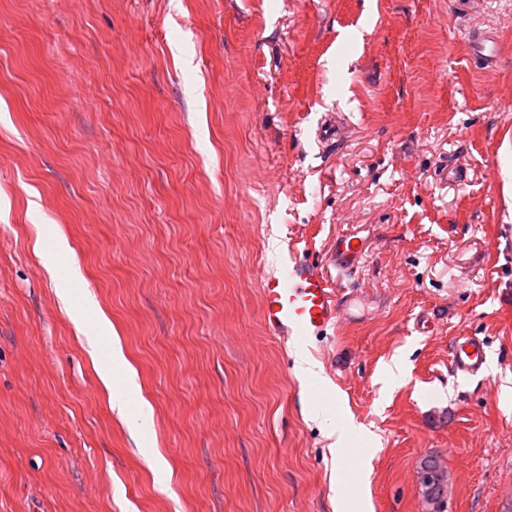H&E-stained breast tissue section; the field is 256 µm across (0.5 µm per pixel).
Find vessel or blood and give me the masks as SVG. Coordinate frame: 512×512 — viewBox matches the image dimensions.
I'll return each mask as SVG.
<instances>
[{
	"instance_id": "1",
	"label": "vessel or blood",
	"mask_w": 512,
	"mask_h": 512,
	"mask_svg": "<svg viewBox=\"0 0 512 512\" xmlns=\"http://www.w3.org/2000/svg\"><path fill=\"white\" fill-rule=\"evenodd\" d=\"M359 237L344 235L336 240L333 264L338 274L356 270L363 258ZM262 316L273 336L302 339L326 334L328 328L346 319L354 298L343 287L327 284L322 266L299 252H292L281 273L264 277ZM451 366L465 377L484 375L487 345L479 337L460 333L452 344Z\"/></svg>"
}]
</instances>
